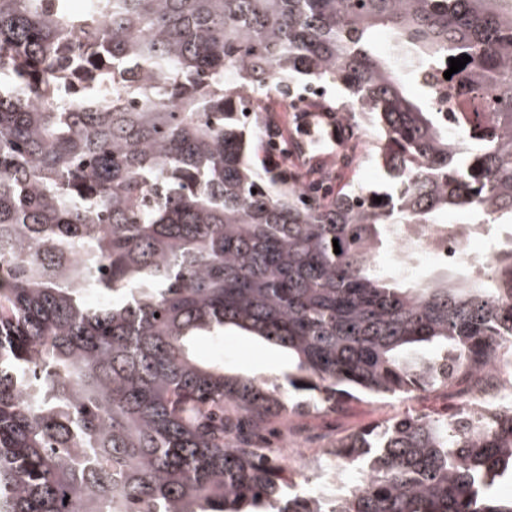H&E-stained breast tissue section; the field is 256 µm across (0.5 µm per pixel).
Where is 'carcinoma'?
<instances>
[{
  "mask_svg": "<svg viewBox=\"0 0 512 512\" xmlns=\"http://www.w3.org/2000/svg\"><path fill=\"white\" fill-rule=\"evenodd\" d=\"M503 2L0 0V512H512V402L470 401L512 365V247L476 282L377 260L442 210L512 226ZM462 49L495 120L450 129L420 77ZM298 77L344 90L347 138L380 130L385 186L250 162L246 94L268 122ZM228 327L288 351L284 383L195 355ZM439 390L329 440L303 489L265 462L278 419Z\"/></svg>",
  "mask_w": 512,
  "mask_h": 512,
  "instance_id": "carcinoma-1",
  "label": "carcinoma"
}]
</instances>
